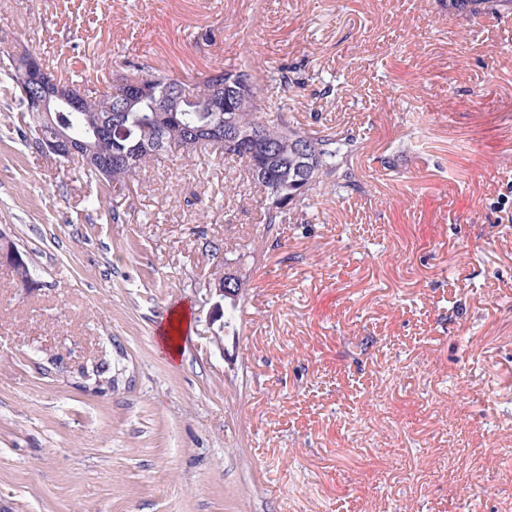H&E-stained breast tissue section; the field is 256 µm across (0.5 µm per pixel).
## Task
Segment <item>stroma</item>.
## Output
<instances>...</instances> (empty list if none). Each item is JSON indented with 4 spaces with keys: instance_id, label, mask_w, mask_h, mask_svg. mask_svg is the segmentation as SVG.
Masks as SVG:
<instances>
[{
    "instance_id": "stroma-1",
    "label": "stroma",
    "mask_w": 512,
    "mask_h": 512,
    "mask_svg": "<svg viewBox=\"0 0 512 512\" xmlns=\"http://www.w3.org/2000/svg\"><path fill=\"white\" fill-rule=\"evenodd\" d=\"M19 49L92 80L248 61L269 114L358 149L266 238L239 163L177 151L107 193L22 140L0 74V228L33 279L0 266V512H512V11L0 0ZM225 279H231L234 283V288L230 287V281ZM214 282H209L206 290L208 291V301H212L215 298V301L211 304L209 309V325H215L219 322L218 329L213 330L214 336H212L214 343L217 346H223L224 344V328H230L233 323L236 321V312L239 306V295L240 290L242 288V280L239 276L234 274H225L224 275V285L222 286L221 278L213 279ZM235 288L237 291L235 293V298H225L224 296L233 295ZM222 333V336L219 335ZM188 326L189 313L187 308L180 307L172 309L159 332V350L171 356L173 359H178L180 336L184 334Z\"/></svg>"
}]
</instances>
